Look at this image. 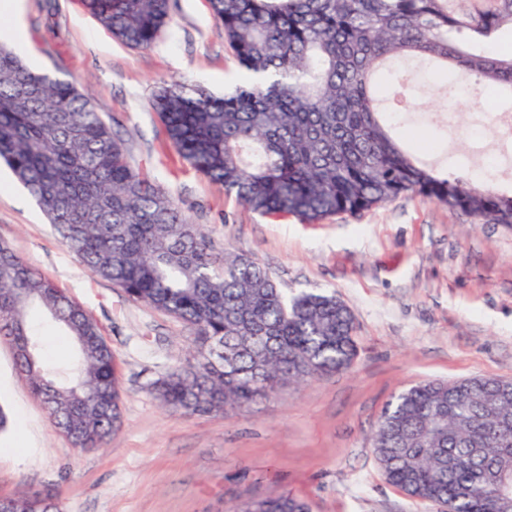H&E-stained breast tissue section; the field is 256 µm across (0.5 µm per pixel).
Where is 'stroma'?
<instances>
[{
    "label": "stroma",
    "mask_w": 512,
    "mask_h": 512,
    "mask_svg": "<svg viewBox=\"0 0 512 512\" xmlns=\"http://www.w3.org/2000/svg\"><path fill=\"white\" fill-rule=\"evenodd\" d=\"M174 30L147 49L117 41L81 0H24L19 52L86 88L132 163L177 199L216 249L231 248L285 288L336 294L358 356L347 370L287 384L245 409L184 415L152 385L182 360L191 332L91 276L21 185L0 191V240L54 279L102 327L124 387V427L108 448H74L48 420L0 338V497L56 495L62 512H230L245 496L290 494L311 512H439L390 485L371 447L386 404L420 380H512V224L471 218L415 195L319 224L262 217L219 191L171 146L152 108L164 83L223 92L239 80L208 0H174ZM398 135L412 147L464 148L493 128L488 99L442 110V82L418 70Z\"/></svg>",
    "instance_id": "stroma-1"
}]
</instances>
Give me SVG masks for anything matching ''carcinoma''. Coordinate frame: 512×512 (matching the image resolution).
<instances>
[{
	"label": "carcinoma",
	"mask_w": 512,
	"mask_h": 512,
	"mask_svg": "<svg viewBox=\"0 0 512 512\" xmlns=\"http://www.w3.org/2000/svg\"><path fill=\"white\" fill-rule=\"evenodd\" d=\"M134 48L161 41L171 0H83ZM241 82L217 96L172 81L154 108L177 152L212 184L262 216L306 224L356 216L403 194L479 223L512 224V189L441 173L381 117L409 108L411 80L387 91L378 73L426 63L445 82L448 111L466 84L512 112V0H209ZM0 160L94 276L192 331L185 359L154 385L184 414L248 407L284 384L349 367L357 353L350 309L334 294L288 295L252 258L217 253L178 202L128 160L76 83L34 70L0 43ZM67 336L71 364L43 352L31 316ZM0 336L53 426L76 448L109 445L123 427L112 346L98 322L55 281L0 241ZM497 379L451 387L416 382L384 408L372 434L387 481L449 512H492L512 476V390ZM42 498L8 500L34 512ZM233 512H309L285 495L244 497Z\"/></svg>",
	"instance_id": "carcinoma-1"
}]
</instances>
